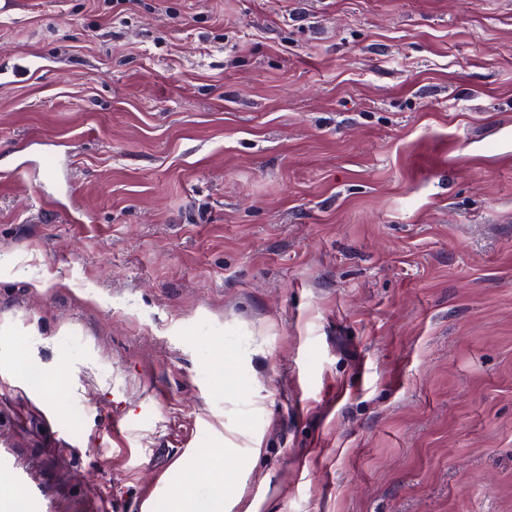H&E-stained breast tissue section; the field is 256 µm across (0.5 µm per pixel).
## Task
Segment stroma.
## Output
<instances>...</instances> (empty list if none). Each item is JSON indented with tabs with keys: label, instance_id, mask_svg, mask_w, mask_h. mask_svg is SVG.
<instances>
[{
	"label": "stroma",
	"instance_id": "35a3bbf8",
	"mask_svg": "<svg viewBox=\"0 0 512 512\" xmlns=\"http://www.w3.org/2000/svg\"><path fill=\"white\" fill-rule=\"evenodd\" d=\"M21 62L0 472L31 512H169L221 450L236 512H512V0H19Z\"/></svg>",
	"mask_w": 512,
	"mask_h": 512
}]
</instances>
